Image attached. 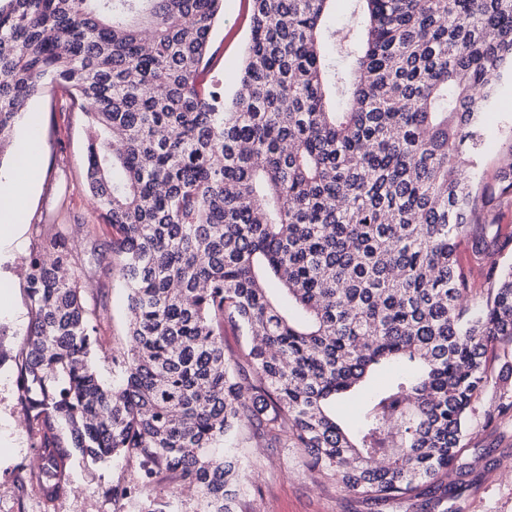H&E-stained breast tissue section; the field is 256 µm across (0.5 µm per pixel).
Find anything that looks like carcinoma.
<instances>
[{
  "label": "carcinoma",
  "instance_id": "obj_1",
  "mask_svg": "<svg viewBox=\"0 0 512 512\" xmlns=\"http://www.w3.org/2000/svg\"><path fill=\"white\" fill-rule=\"evenodd\" d=\"M330 2L249 0L228 99L206 79L223 0H0V145L44 87L68 92L128 289L111 387L65 237L30 261L19 387L49 497L68 484L58 420L82 458L134 460L109 494L139 512H179L151 497L164 474L198 512H237L233 437L255 422L367 500L407 502L457 461L512 342V265L470 299L512 243L472 178L512 0H352L341 46ZM226 321L254 337L250 374L224 356ZM388 365L349 434L331 405Z\"/></svg>",
  "mask_w": 512,
  "mask_h": 512
}]
</instances>
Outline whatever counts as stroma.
I'll return each mask as SVG.
<instances>
[{
  "label": "stroma",
  "mask_w": 512,
  "mask_h": 512,
  "mask_svg": "<svg viewBox=\"0 0 512 512\" xmlns=\"http://www.w3.org/2000/svg\"><path fill=\"white\" fill-rule=\"evenodd\" d=\"M248 0H224V16L212 33L210 73L232 90L249 37ZM484 141L474 181L498 189V172L512 162V75L503 74L495 99L482 115ZM32 137L42 171L25 205V230L12 264L28 270L45 239L63 233L80 268L88 307L97 315L99 345L93 363L104 382L112 380V355L125 347L128 290L113 265L112 229L103 224L85 177L87 132L84 116L73 110L61 89L49 86L30 101L14 140ZM13 314L0 317V512H138L135 502L115 506L108 488L132 477L125 460L97 464L79 454L67 461L71 485L66 495L48 498L38 478L41 463L35 439L21 428L24 411L17 385V361L32 321L26 280L12 286ZM238 448L249 461L238 512H512V344L499 345L491 378L474 403L466 445L458 463L421 487L411 501L366 502L335 479L307 469L301 449L274 442L247 426Z\"/></svg>",
  "instance_id": "stroma-1"
}]
</instances>
